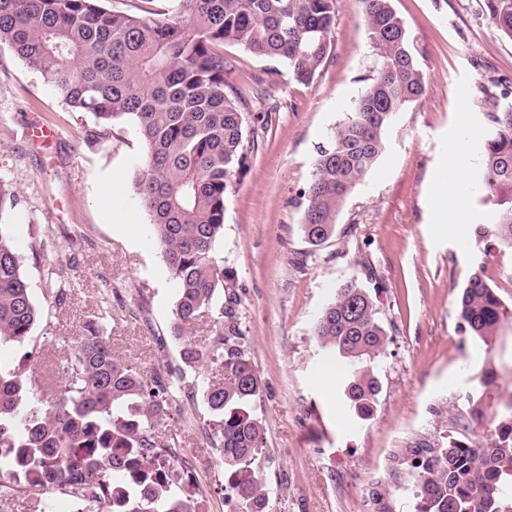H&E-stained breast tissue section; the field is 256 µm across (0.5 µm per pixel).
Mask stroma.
<instances>
[{"instance_id": "1", "label": "stroma", "mask_w": 512, "mask_h": 512, "mask_svg": "<svg viewBox=\"0 0 512 512\" xmlns=\"http://www.w3.org/2000/svg\"><path fill=\"white\" fill-rule=\"evenodd\" d=\"M419 50L424 95L401 112L375 168L347 197L336 234L309 245L288 199L308 183L319 145L342 123L374 59L356 0H340L330 60L312 82L232 48L241 85L267 82L277 105L257 153L234 180L224 213V265L238 278L246 353L262 384L261 460L268 512H416L405 449L447 443L477 398L483 370L512 392V326L491 351L460 327L456 301L474 269L512 309V249L478 237L490 208L477 191V146L488 121L481 90L512 101V40L491 24L485 0H393ZM94 118L68 106L11 49L0 46V180L17 204L11 224L24 274L41 311L23 344L1 354L34 390L57 381L82 324L104 316L114 354L144 375L182 368L173 336L175 292L134 191L142 146L132 123L94 144ZM466 166L457 225L440 214L439 175L455 145ZM123 202L124 222L112 205ZM63 268L77 289L56 302L46 264ZM358 281L388 332L374 363L380 393L369 418L356 417L340 381H324L326 361L313 334L338 288ZM183 384L220 379L219 365L183 370ZM203 400H176L162 434L198 478L207 512H232L224 465L211 446ZM77 512L54 491L0 493V512Z\"/></svg>"}]
</instances>
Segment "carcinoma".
<instances>
[{
  "instance_id": "1",
  "label": "carcinoma",
  "mask_w": 512,
  "mask_h": 512,
  "mask_svg": "<svg viewBox=\"0 0 512 512\" xmlns=\"http://www.w3.org/2000/svg\"><path fill=\"white\" fill-rule=\"evenodd\" d=\"M102 0H0V45L38 71L58 96L96 121L105 140L122 121L144 148L134 189L163 249L175 284L173 332L187 368L207 362L224 381L202 382L213 419L211 443L224 474H247L231 485L237 512H267L269 492L256 466L264 446L255 413L261 380L244 346L239 284L224 267V212L234 177L256 153L276 106L258 78L232 79L236 45L288 68L309 83L331 57L339 0H177L162 18L112 11ZM375 58L365 86L343 123L317 149L312 177L292 204L307 242L320 246L336 232L341 207L375 167L399 113L425 92L414 40L392 0H358ZM500 34L512 40V0H485ZM489 131L480 164L491 225L512 248V103L483 91ZM25 258L11 225L0 221V345L20 344L41 312L24 276ZM47 281L63 302L70 283L49 264ZM205 312L216 313L214 337L203 347L184 334ZM457 314L464 332L490 351L512 318L477 268L461 289ZM321 348L349 373L343 395L362 416L371 412L380 381L369 364L385 350L387 331L372 296L357 282L343 285L314 326ZM499 375L481 376L471 414L488 435L451 438L437 448L406 449L414 469L419 512H512V398L503 409ZM173 375L147 377L112 355L96 320L82 326L52 398L29 395L20 368L0 359V476L10 489L33 494L51 484L92 502L97 512H206L190 467L158 427L175 402Z\"/></svg>"
}]
</instances>
